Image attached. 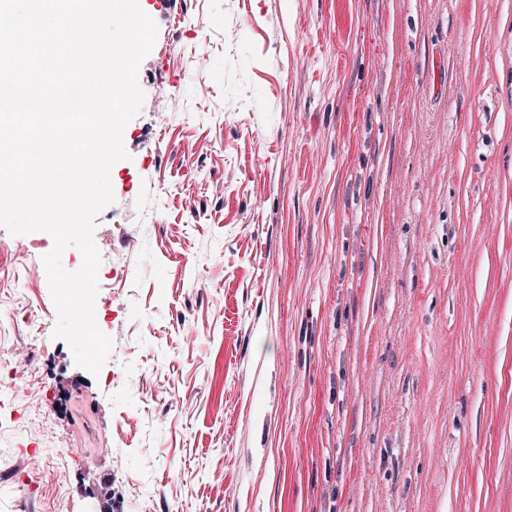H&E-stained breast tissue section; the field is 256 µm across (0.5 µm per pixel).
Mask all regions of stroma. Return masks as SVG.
<instances>
[{"mask_svg": "<svg viewBox=\"0 0 512 512\" xmlns=\"http://www.w3.org/2000/svg\"><path fill=\"white\" fill-rule=\"evenodd\" d=\"M139 5L112 383L0 227V512H512V0Z\"/></svg>", "mask_w": 512, "mask_h": 512, "instance_id": "obj_1", "label": "stroma"}]
</instances>
